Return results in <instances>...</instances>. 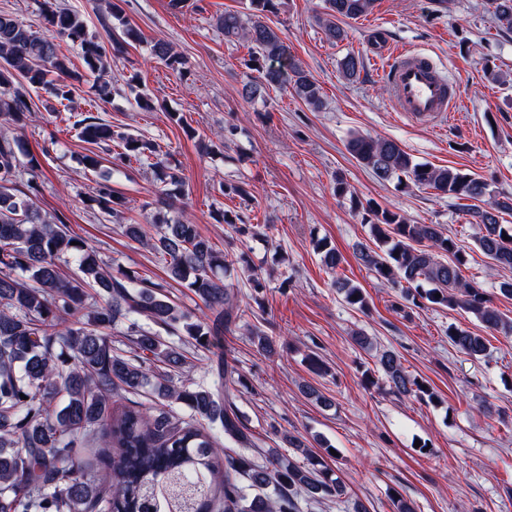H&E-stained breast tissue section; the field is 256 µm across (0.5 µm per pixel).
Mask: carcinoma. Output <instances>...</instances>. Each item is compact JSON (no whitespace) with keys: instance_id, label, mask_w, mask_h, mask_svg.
Here are the masks:
<instances>
[{"instance_id":"obj_1","label":"carcinoma","mask_w":512,"mask_h":512,"mask_svg":"<svg viewBox=\"0 0 512 512\" xmlns=\"http://www.w3.org/2000/svg\"><path fill=\"white\" fill-rule=\"evenodd\" d=\"M317 22L330 41H341V22L368 15L375 0H324ZM495 24L512 32V0H489ZM52 36L38 35L18 19L0 14V124L20 126L33 112L27 86L48 87L60 104L72 102L70 60L59 54L56 38L80 52L86 69L108 73L112 61L139 35L117 7L106 37L89 31L78 12L62 0H37ZM281 0H246L245 11H226L216 18L227 40L250 44L243 66L252 71L241 89L249 102L265 99L271 89H291L306 105H321L320 86L288 53L282 37L266 23ZM152 54L184 76L185 60L166 41ZM50 73L57 75L51 82ZM79 137L91 144L122 151L118 159L152 161L161 185L164 208L144 215L145 223L122 224V233L161 254L171 280L188 288L214 318H194L180 309L164 285L121 266L108 271L83 239L72 235L58 216L43 214L28 192L16 187L21 170L38 160L17 138L0 136V512H301V501L342 497L346 487L323 458L299 437L288 447L304 457L296 461L272 453L259 462L248 454L253 435L230 401L226 386L235 382L228 359L216 366L218 381L205 386L191 378L180 384L171 372L187 364L185 350L165 341L159 330L180 326L196 347H220L239 299L227 273L246 255L220 250L203 237L184 214L185 182L169 153L153 140L135 138L105 123L78 120ZM347 151L381 181L432 189L438 195L474 202L467 213L481 228L476 243L495 267L512 269V225L501 215L512 212V198L492 194L489 184L462 170L420 163L396 141L353 134ZM90 201L100 212L122 218L124 201L101 183ZM364 210L370 243L357 245L356 257L375 275L406 290L403 299L419 307H459L474 314L491 332H512V319L492 303L486 289L463 279L465 250L439 224H412L398 212L369 204ZM314 249L327 269L344 262L324 239ZM78 263V272L65 267ZM345 302L364 311L361 288L345 279L335 282ZM156 329L142 327L137 317ZM129 337L126 352L115 347L112 333ZM251 342L267 354L277 342L264 330L248 329ZM448 342L471 357L485 355L488 340L465 329L448 331ZM170 368L155 372L151 361ZM380 369L392 392L405 397L434 398L424 382L410 376L392 350L379 354ZM149 391L154 405L116 407V399ZM180 404L188 418L171 408ZM236 445L231 450L222 439ZM101 444L97 455L108 462L102 483L87 450Z\"/></svg>"}]
</instances>
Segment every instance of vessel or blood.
I'll list each match as a JSON object with an SVG mask.
<instances>
[{"instance_id":"1","label":"vessel or blood","mask_w":512,"mask_h":512,"mask_svg":"<svg viewBox=\"0 0 512 512\" xmlns=\"http://www.w3.org/2000/svg\"><path fill=\"white\" fill-rule=\"evenodd\" d=\"M385 73L396 112L442 126L453 120L460 95L427 58L394 51Z\"/></svg>"}]
</instances>
